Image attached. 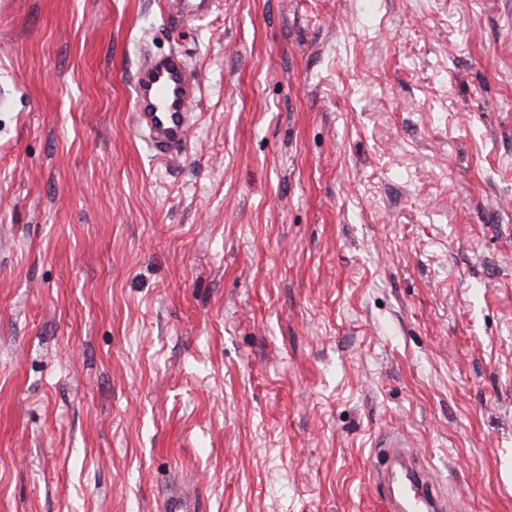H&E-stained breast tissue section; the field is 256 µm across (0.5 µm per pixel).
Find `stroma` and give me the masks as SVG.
<instances>
[{
  "label": "stroma",
  "instance_id": "1",
  "mask_svg": "<svg viewBox=\"0 0 512 512\" xmlns=\"http://www.w3.org/2000/svg\"><path fill=\"white\" fill-rule=\"evenodd\" d=\"M393 431L512 512V0H0V512H380ZM211 0H171L170 16L176 22L205 15ZM138 127L148 133L160 154L180 150L186 143L200 92L190 78V64L178 52L146 58L135 83ZM199 497L195 489H182L178 486L167 492L160 502L161 512H199Z\"/></svg>",
  "mask_w": 512,
  "mask_h": 512
}]
</instances>
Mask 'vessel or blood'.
<instances>
[{
	"label": "vessel or blood",
	"mask_w": 512,
	"mask_h": 512,
	"mask_svg": "<svg viewBox=\"0 0 512 512\" xmlns=\"http://www.w3.org/2000/svg\"><path fill=\"white\" fill-rule=\"evenodd\" d=\"M211 0H170L174 21L205 15ZM200 91L190 78V64L179 53L146 58L135 83L136 116L152 147L167 154L186 143ZM372 470L381 487L386 512H452L453 505L436 488L424 465L398 433L379 438L372 452ZM196 491L172 488L161 499L160 512H199Z\"/></svg>",
	"instance_id": "b4317fda"
}]
</instances>
